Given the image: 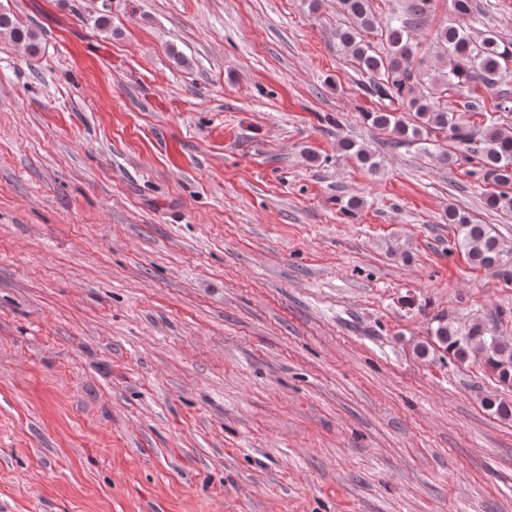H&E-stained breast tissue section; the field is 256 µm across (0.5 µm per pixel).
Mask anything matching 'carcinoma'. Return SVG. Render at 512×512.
I'll list each match as a JSON object with an SVG mask.
<instances>
[{
    "label": "carcinoma",
    "mask_w": 512,
    "mask_h": 512,
    "mask_svg": "<svg viewBox=\"0 0 512 512\" xmlns=\"http://www.w3.org/2000/svg\"><path fill=\"white\" fill-rule=\"evenodd\" d=\"M433 2L408 0L404 14L391 16L382 24L370 0H341L351 25L336 30V40L366 78V91L382 104L375 111L363 113V118L394 135L395 142L416 144L426 154L430 153L431 133L448 137L461 147L463 155L444 152L438 156L441 164L477 157L482 180L498 187L484 197L486 207L512 211V128L501 125L502 116L512 113V97L498 98L491 111L481 113L480 125L474 127L460 122L457 113L448 111L437 96L439 90L468 88L476 82L491 87L494 81L511 77L512 39L490 30L475 37L457 23L441 27L436 41L445 47L448 60L443 69L430 73L416 58L410 29L432 12ZM373 31L380 32L385 42L382 52L366 39V34ZM0 35L22 45L31 57L43 50L39 33L9 12H0ZM395 100L406 103L413 117L388 109ZM339 148L362 166L378 168L374 155L357 142L343 140ZM448 223L455 225L457 245L473 264L494 273L507 266L503 261L505 239L491 225L476 224L470 215L454 207L448 208ZM438 351L458 361L480 353L496 373L497 381L512 388V342L499 336L495 326L475 321L461 327L448 316L438 314L432 318L428 340L419 344L416 352L425 358ZM485 407L501 419H512L511 402L489 399Z\"/></svg>",
    "instance_id": "1"
}]
</instances>
